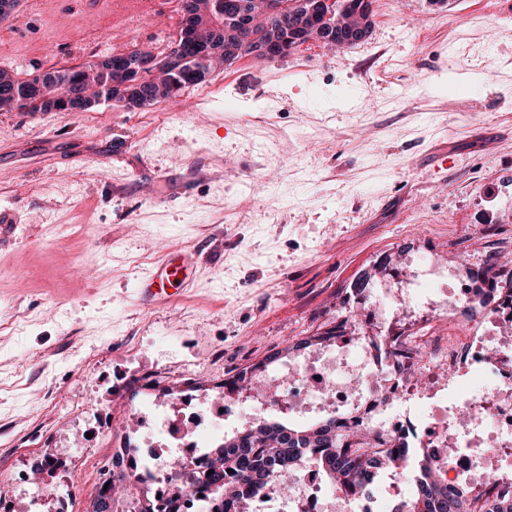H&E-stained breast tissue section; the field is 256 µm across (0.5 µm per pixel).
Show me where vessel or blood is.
<instances>
[{
  "mask_svg": "<svg viewBox=\"0 0 512 512\" xmlns=\"http://www.w3.org/2000/svg\"><path fill=\"white\" fill-rule=\"evenodd\" d=\"M191 252L165 253L136 284V299L143 307L165 305L184 296L191 286Z\"/></svg>",
  "mask_w": 512,
  "mask_h": 512,
  "instance_id": "b4317fda",
  "label": "vessel or blood"
}]
</instances>
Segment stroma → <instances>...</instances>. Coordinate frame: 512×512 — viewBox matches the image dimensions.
Instances as JSON below:
<instances>
[{"label": "stroma", "instance_id": "35a3bbf8", "mask_svg": "<svg viewBox=\"0 0 512 512\" xmlns=\"http://www.w3.org/2000/svg\"><path fill=\"white\" fill-rule=\"evenodd\" d=\"M371 8L357 46L245 56L169 102L0 110V512H87L163 388L223 398L228 372L340 323L421 335L434 290L379 323L358 279L394 289L425 258L459 282L512 238V0ZM181 21L179 0H20L0 68L164 54ZM183 247L195 287L139 307L137 279Z\"/></svg>", "mask_w": 512, "mask_h": 512}]
</instances>
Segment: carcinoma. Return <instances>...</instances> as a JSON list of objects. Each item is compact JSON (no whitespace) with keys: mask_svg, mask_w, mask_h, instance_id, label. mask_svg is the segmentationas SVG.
Listing matches in <instances>:
<instances>
[{"mask_svg":"<svg viewBox=\"0 0 512 512\" xmlns=\"http://www.w3.org/2000/svg\"><path fill=\"white\" fill-rule=\"evenodd\" d=\"M194 20L189 30H180L164 56L150 47L125 55L93 57L76 66L50 67L36 79H20L0 69V109L20 112H55L57 94L68 95L76 111L99 106L98 99L119 101L128 109H141L170 100L171 88L199 86L224 68V59L250 55L290 31L301 36L297 45L314 40L326 45L350 47L371 34L374 14L364 0H342L343 9L323 20L317 0L302 9L287 8L285 20H258L250 39H245L236 22L238 0H222V14L212 17L211 0H189ZM279 357L274 353L258 365L238 372L224 383L232 392L244 389L248 374L268 366ZM312 463L324 479L344 497L369 494L378 479L399 472L409 485L406 512H512V500L488 506V494H474L470 488L448 494L440 473L427 465L424 451L403 441L377 447V438L354 428H338L327 419L306 428H292L281 422L261 420L246 430L224 438L204 456L202 467L184 464L171 489L175 498L201 495L203 504L218 495L234 504L236 512H250L252 496L266 491L287 492L288 476ZM126 512H159L149 488L134 481Z\"/></svg>","mask_w":512,"mask_h":512,"instance_id":"obj_1","label":"carcinoma"}]
</instances>
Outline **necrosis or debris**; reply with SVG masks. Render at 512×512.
<instances>
[{
  "label": "necrosis or debris",
  "instance_id": "4bbe7bcc",
  "mask_svg": "<svg viewBox=\"0 0 512 512\" xmlns=\"http://www.w3.org/2000/svg\"><path fill=\"white\" fill-rule=\"evenodd\" d=\"M431 321L460 320L463 335L431 336L426 343L398 339L383 358L366 353V337H351L355 359L328 351L288 364L279 378L282 404L295 413L340 412L369 392L375 413L365 423L381 440L405 439L424 449L432 467L446 477L449 490L480 487L496 476L494 496L512 498V290L486 295L477 288H448L429 313ZM467 379L468 388L458 386ZM260 403L246 413L219 409L202 416L181 408V427L169 425L166 409L137 411L142 443L114 458L112 471L127 477L152 475L166 484L165 459L179 455L202 461V447L221 435L226 419L246 425L270 409L262 384L251 383ZM285 498L265 491L253 500V512H380L370 497L347 499L327 487L316 468L292 479Z\"/></svg>",
  "mask_w": 512,
  "mask_h": 512
}]
</instances>
